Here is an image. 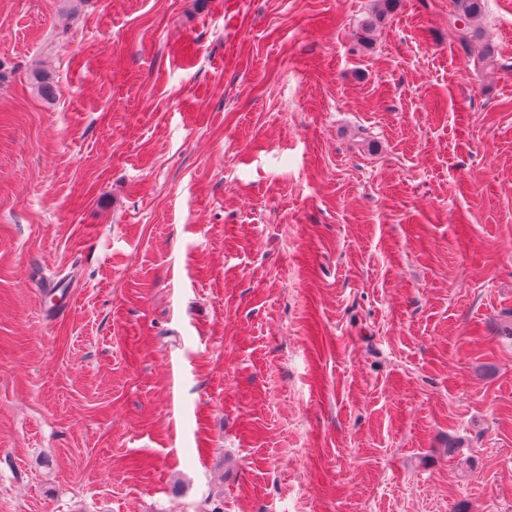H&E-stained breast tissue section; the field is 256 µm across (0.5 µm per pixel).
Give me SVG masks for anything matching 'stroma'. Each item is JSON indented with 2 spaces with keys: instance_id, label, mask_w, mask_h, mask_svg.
Segmentation results:
<instances>
[{
  "instance_id": "stroma-1",
  "label": "stroma",
  "mask_w": 512,
  "mask_h": 512,
  "mask_svg": "<svg viewBox=\"0 0 512 512\" xmlns=\"http://www.w3.org/2000/svg\"><path fill=\"white\" fill-rule=\"evenodd\" d=\"M374 4L0 0V512H512V0ZM380 5L363 19L357 30V41L361 44H370L377 29L384 22L386 15L395 8L399 0H377ZM455 14L453 25L458 32L459 46L468 59L474 64L485 63L492 57L491 47L482 41L472 22L477 18L483 7L482 0H454ZM462 23V25H459Z\"/></svg>"
}]
</instances>
